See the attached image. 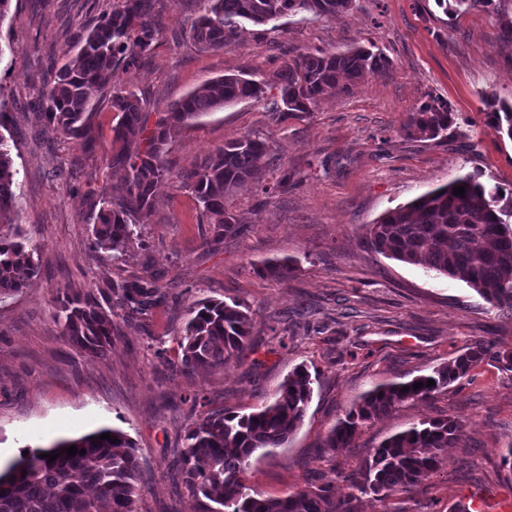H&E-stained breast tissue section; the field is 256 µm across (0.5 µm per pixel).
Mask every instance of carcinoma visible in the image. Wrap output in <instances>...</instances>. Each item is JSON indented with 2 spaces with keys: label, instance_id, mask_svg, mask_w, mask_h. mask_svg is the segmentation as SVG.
I'll return each mask as SVG.
<instances>
[{
  "label": "carcinoma",
  "instance_id": "1",
  "mask_svg": "<svg viewBox=\"0 0 512 512\" xmlns=\"http://www.w3.org/2000/svg\"><path fill=\"white\" fill-rule=\"evenodd\" d=\"M160 0H123L77 36L78 51L59 68L40 74L46 102L42 119L67 139L87 141L89 116L95 109L93 92L112 84L117 69L141 66L159 35L156 24ZM190 37L202 51H217L237 39L239 24L267 25L299 12L314 16L342 14L352 0H204ZM449 17L472 9L498 12L495 0H435ZM380 52L355 47L346 53L325 51L297 54L266 79L224 75L188 94L150 129L143 116L142 98L130 88L112 90L111 165L126 172L125 182L103 193L94 246L114 258L142 241L140 224L154 204L158 183L168 180L192 189L201 217L218 236L235 229L237 216L226 198L254 180L269 145L251 135L224 148L195 168L177 172L166 158L174 134L200 117L244 99H261L277 90L276 110L290 115L309 113L318 101L346 92L368 75L384 69ZM490 118L512 141V101L493 102ZM453 123L448 103L423 104L410 127L430 138ZM465 187V196L454 194ZM18 170L7 139L0 135V303L23 292L38 276L36 245L25 235L19 217ZM368 245L388 258L466 283L503 315L512 314V191L479 181L467 173L411 202L387 211L370 230ZM259 272L286 279L292 268L268 262ZM162 273L141 277L94 293L66 288L56 299L55 320L62 336L95 361L112 350L120 324L136 325L143 316L169 299L159 284ZM114 302L105 309L99 297ZM249 309L233 302L206 300L189 312L178 341V359L187 374L222 369L239 360L252 336ZM495 362L512 372V350L482 340L428 375L406 382L381 384L362 396L339 419L325 439L334 451L354 447L364 425L405 403L426 400L435 392L465 378L477 365ZM434 384L427 385V380ZM424 386L416 389L414 384ZM314 378L300 366L288 375L272 403L250 413L206 412L185 430L179 458L183 482L198 502V512H358L360 496L385 498L413 493L444 462V452L462 433L455 416L424 421L383 440L350 477L351 492L336 498L328 486L287 492L269 499L247 492L244 474L249 458L262 448H278L302 424L313 394ZM116 438L112 443L103 433ZM76 446L85 453L67 455ZM0 472V512H136L141 463L134 440L124 431L99 430L49 448L25 447ZM55 454L53 461L43 454Z\"/></svg>",
  "mask_w": 512,
  "mask_h": 512
}]
</instances>
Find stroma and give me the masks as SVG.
Here are the masks:
<instances>
[{"label": "stroma", "instance_id": "35a3bbf8", "mask_svg": "<svg viewBox=\"0 0 512 512\" xmlns=\"http://www.w3.org/2000/svg\"><path fill=\"white\" fill-rule=\"evenodd\" d=\"M116 0H18L0 29V95L8 102L19 171L21 222L39 250L40 273L0 304V466L25 445L47 446L103 427L130 435L141 454L137 512H197L177 461L186 427L200 411L247 413L272 401L297 366L316 373L304 420L291 440L250 458V494L276 498L323 484L349 493L348 478L371 448L420 421L454 416L464 428L416 495L363 497L359 512H448L482 498L512 503V469L501 453L512 442V372L483 363L459 386L402 405L363 427L354 447L325 448L327 434L380 383L431 373L480 340L512 350V318L464 282L384 257L367 232L389 209L468 173L512 189V140L487 118V102L512 99V43L499 38L512 19L474 9L451 20L434 0H353L335 17L301 12L273 25L245 24L237 41L199 50L189 36L201 0H161L159 37L132 72L115 71L90 117L87 142L65 140L41 117L38 75L68 53ZM374 45L388 67L351 92L323 98L313 112L276 111L272 98L243 100L203 116L174 136L167 157L187 171L225 142L266 139L258 180L228 201L236 232L214 236L189 188L161 183L141 226L142 243L113 260L91 238L104 190L122 183L111 167L113 88L137 90L148 126L205 81L225 74L272 75L297 53H343ZM439 99L451 129L430 139L410 129L413 112ZM76 170L75 179L59 169ZM289 177L288 191L264 189ZM291 260L288 279L263 276L265 262ZM164 272L171 297L141 326L123 327L110 353L89 361L56 323L59 289L94 290L145 272ZM204 298L246 305L252 344L218 371L183 374L177 340L187 311Z\"/></svg>", "mask_w": 512, "mask_h": 512}]
</instances>
